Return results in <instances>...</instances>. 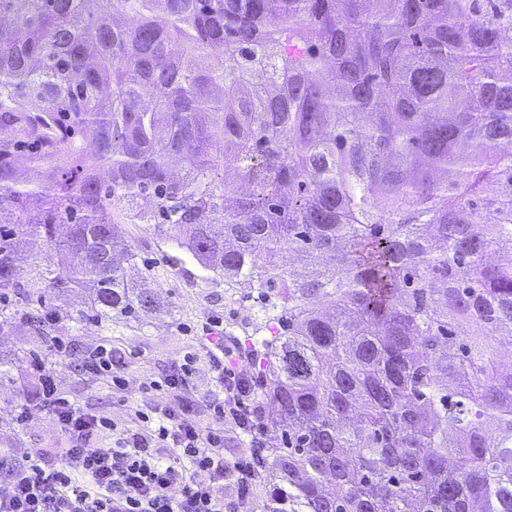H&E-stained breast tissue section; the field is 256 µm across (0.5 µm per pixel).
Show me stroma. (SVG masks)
<instances>
[{
  "label": "stroma",
  "mask_w": 512,
  "mask_h": 512,
  "mask_svg": "<svg viewBox=\"0 0 512 512\" xmlns=\"http://www.w3.org/2000/svg\"><path fill=\"white\" fill-rule=\"evenodd\" d=\"M120 245L138 255L136 264L126 268L128 279L137 280L153 272L162 306L106 328L77 325L69 316L84 307L87 295L74 293L55 301L62 320L49 337L32 332L24 318H17L12 329L0 334V353L21 357L12 379L0 383V448L28 452L72 447V439L61 430L49 409L31 407L25 426L14 422V412L22 404L24 393L36 390L43 370L52 373L59 397L109 418L118 429L130 424V408L147 413L169 402L190 403L189 417L200 427L220 425L207 403L215 384L202 327L212 319L222 321L225 342L235 343L241 364L250 366L251 343L262 321L259 309L264 301L263 289L225 287L223 277L202 268L176 243L157 238L142 224L128 225ZM61 345L67 348L63 358L57 354ZM100 345L112 352V375L92 376L73 370L74 362ZM187 360L194 370L187 388L173 394L151 389V382L179 373ZM116 376L121 379L117 385L112 382ZM223 428L230 437L227 448L232 456L251 454L247 438L236 437L232 425Z\"/></svg>",
  "instance_id": "obj_1"
}]
</instances>
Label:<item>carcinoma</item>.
<instances>
[{
	"instance_id": "cac0c4a2",
	"label": "carcinoma",
	"mask_w": 512,
	"mask_h": 512,
	"mask_svg": "<svg viewBox=\"0 0 512 512\" xmlns=\"http://www.w3.org/2000/svg\"><path fill=\"white\" fill-rule=\"evenodd\" d=\"M366 2L0 0V298L154 310L146 224L279 289L269 512H512V0Z\"/></svg>"
}]
</instances>
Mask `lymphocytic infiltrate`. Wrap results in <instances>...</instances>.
<instances>
[{
	"mask_svg": "<svg viewBox=\"0 0 512 512\" xmlns=\"http://www.w3.org/2000/svg\"><path fill=\"white\" fill-rule=\"evenodd\" d=\"M214 348L212 377L222 393L210 407L220 427L201 428L186 408L160 404L149 414L133 411V425L105 448L95 440L111 430L110 420L58 398L52 375H40L46 404L81 444L19 460L1 451L0 466L11 474L0 482V512H253L260 459L227 455L222 425L262 446V404L246 370L232 366L234 348L220 339Z\"/></svg>",
	"mask_w": 512,
	"mask_h": 512,
	"instance_id": "f902f5d3",
	"label": "lymphocytic infiltrate"
}]
</instances>
